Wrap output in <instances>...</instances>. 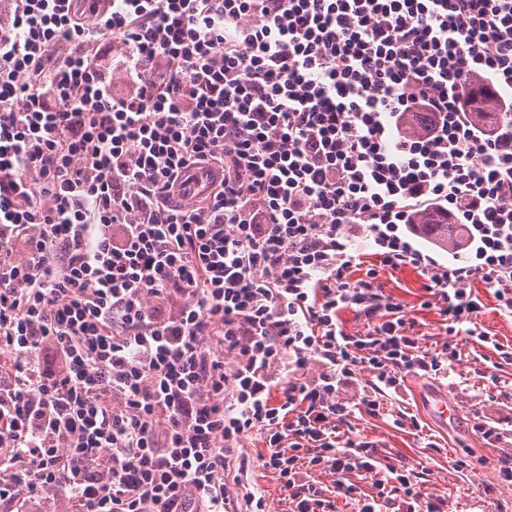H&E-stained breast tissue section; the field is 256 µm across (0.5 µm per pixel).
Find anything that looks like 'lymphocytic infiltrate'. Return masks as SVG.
Here are the masks:
<instances>
[{
    "instance_id": "1",
    "label": "lymphocytic infiltrate",
    "mask_w": 512,
    "mask_h": 512,
    "mask_svg": "<svg viewBox=\"0 0 512 512\" xmlns=\"http://www.w3.org/2000/svg\"><path fill=\"white\" fill-rule=\"evenodd\" d=\"M426 212L464 230L448 262L411 242ZM383 266L425 277L441 350ZM476 281L512 315V0H0V502L266 512L254 465L289 512H444L343 427L458 338L512 365ZM247 480L256 482L264 490L267 502L266 512H286L288 509L287 493L281 488V483L273 474L261 472L257 468H252L247 472Z\"/></svg>"
}]
</instances>
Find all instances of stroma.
Segmentation results:
<instances>
[{"mask_svg": "<svg viewBox=\"0 0 512 512\" xmlns=\"http://www.w3.org/2000/svg\"><path fill=\"white\" fill-rule=\"evenodd\" d=\"M380 281L386 292L405 304L408 321L427 349L441 347L447 339L445 327L437 312L419 308L418 302L425 283L420 272L406 266L384 270ZM490 351L469 341L461 347V356L447 377L436 380L418 376L406 377L401 390L402 402L413 412H420L419 395L425 389L445 388L450 400L463 414L481 411L486 419L503 432L512 431V365L496 371L494 378H481L486 356ZM422 436L396 428L391 416L358 415L350 420L354 435L378 442L382 450L402 457L410 465L430 471V485L448 502V512H512V489L497 488L485 494L486 485L493 482L500 450L488 445L472 432L456 428L441 431L430 421H423ZM468 461L469 469L458 466Z\"/></svg>", "mask_w": 512, "mask_h": 512, "instance_id": "35a3bbf8", "label": "stroma"}]
</instances>
